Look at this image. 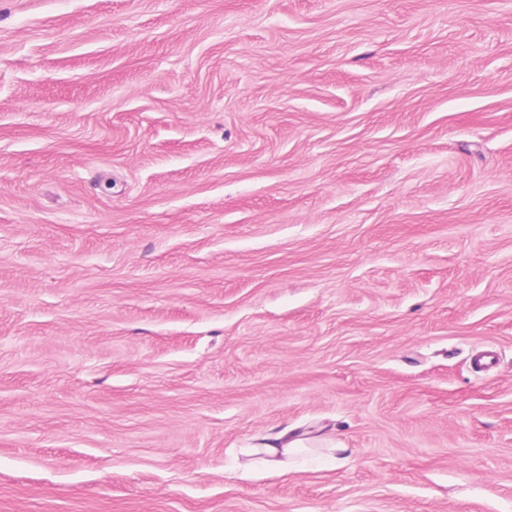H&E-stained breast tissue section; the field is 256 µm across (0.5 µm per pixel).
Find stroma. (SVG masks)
Wrapping results in <instances>:
<instances>
[{"mask_svg": "<svg viewBox=\"0 0 512 512\" xmlns=\"http://www.w3.org/2000/svg\"><path fill=\"white\" fill-rule=\"evenodd\" d=\"M0 512H512V0H0ZM321 441L317 436H309V433L296 434L290 429L266 433L259 439V444L252 448L258 458L248 466L287 472L295 467L294 459L297 455Z\"/></svg>", "mask_w": 512, "mask_h": 512, "instance_id": "stroma-1", "label": "stroma"}]
</instances>
